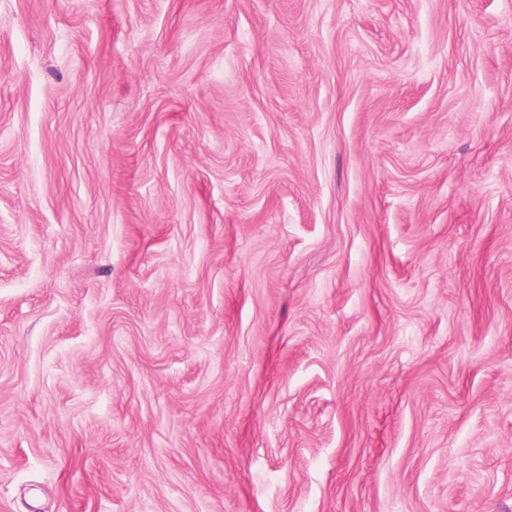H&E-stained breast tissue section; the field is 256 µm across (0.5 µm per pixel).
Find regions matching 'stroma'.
Masks as SVG:
<instances>
[{
  "mask_svg": "<svg viewBox=\"0 0 512 512\" xmlns=\"http://www.w3.org/2000/svg\"><path fill=\"white\" fill-rule=\"evenodd\" d=\"M0 512H512V0H0Z\"/></svg>",
  "mask_w": 512,
  "mask_h": 512,
  "instance_id": "1",
  "label": "stroma"
}]
</instances>
